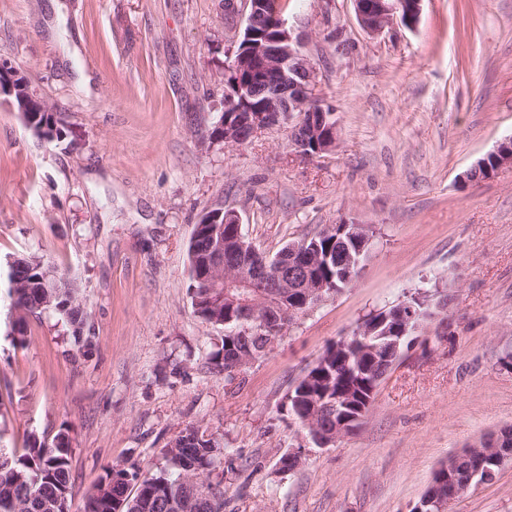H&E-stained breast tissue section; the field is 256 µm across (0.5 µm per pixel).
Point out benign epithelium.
Returning <instances> with one entry per match:
<instances>
[{"instance_id": "7a95c632", "label": "benign epithelium", "mask_w": 512, "mask_h": 512, "mask_svg": "<svg viewBox=\"0 0 512 512\" xmlns=\"http://www.w3.org/2000/svg\"><path fill=\"white\" fill-rule=\"evenodd\" d=\"M245 25L227 49L224 77L235 74L234 85L227 86L226 111L213 125L200 133L201 143L244 144L258 132L285 125L290 144L305 158L320 157L332 152L337 141L334 112L316 104V70L293 35L283 17V0H242ZM359 25L376 35L398 18L407 27L416 25L422 0H352ZM242 99V106L236 99ZM0 101L8 103L27 120L31 112H47L46 100L34 94L28 81L12 69L10 62L0 59ZM496 168L512 165V137L501 141L493 151ZM205 224H224V241L212 245L205 265L209 275L199 280L202 288H217L221 296L242 293L233 306L240 307L239 319L263 328L267 327L271 298L286 290L294 302L310 310L333 293L334 280H322L314 269L328 262L317 246L308 241L292 243L284 251L288 255V271L270 265V258L250 263L243 260L238 244L245 240L241 219L233 210L212 213ZM319 448H326L346 435L347 422L335 424L324 431L316 416L307 414L299 419ZM470 450H487L496 454L495 464L512 463V448L501 449L497 439L488 438L470 446ZM460 491L454 489L448 497L431 494L423 497L416 512H444L448 503Z\"/></svg>"}]
</instances>
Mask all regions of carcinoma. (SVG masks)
<instances>
[{
  "label": "carcinoma",
  "mask_w": 512,
  "mask_h": 512,
  "mask_svg": "<svg viewBox=\"0 0 512 512\" xmlns=\"http://www.w3.org/2000/svg\"><path fill=\"white\" fill-rule=\"evenodd\" d=\"M212 225L196 224L191 236L188 255L204 252L210 247L209 234ZM344 232L336 240V230H320L311 240L317 242L321 252L331 254V262L319 269V274L334 278L336 284L345 289L343 283L345 246H350L352 256L365 261V255H357L359 245L347 238ZM209 274L201 265H190L191 305L196 316L204 322L224 327L221 349L215 356V367L223 370L233 358L264 354L273 336L252 324L243 327L238 319L224 314V306H215L209 300L208 289L198 287V279ZM9 293L14 297L17 309L12 335L16 345L27 341V318L44 311H54L69 325L76 343L89 345L81 333L90 313L75 296V290L63 279L56 276L51 266L37 257L17 258L8 263ZM390 324H385L378 334L370 337L377 347L376 356L370 360L362 358L345 361L344 356L335 353L327 359L322 368L310 371V381H303L293 390L292 400L287 404V414H304L312 403L321 402L323 408L319 417L324 427L331 420L350 417L356 407L373 403V380L381 369L388 365L393 356L392 336L385 334ZM183 439L188 441L185 448L163 449L164 466L156 474L142 476L133 468L111 467L106 471L95 492L90 495L84 512H178L180 480L182 471L190 470L199 477L188 492L202 497L197 504L199 512H221L224 506V492L200 480L213 466L217 457L223 454L220 441L195 427L183 429ZM71 440L67 430H60L48 442L32 432L28 436V447L22 455L0 454V512H11L15 501L26 504L24 512H40L44 500L57 503V512H71L69 493ZM137 482L135 494L129 493L131 482Z\"/></svg>",
  "instance_id": "carcinoma-1"
}]
</instances>
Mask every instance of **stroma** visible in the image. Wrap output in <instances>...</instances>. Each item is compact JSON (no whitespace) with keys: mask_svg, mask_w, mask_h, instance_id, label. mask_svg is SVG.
<instances>
[{"mask_svg":"<svg viewBox=\"0 0 512 512\" xmlns=\"http://www.w3.org/2000/svg\"><path fill=\"white\" fill-rule=\"evenodd\" d=\"M284 15L335 113L337 146L316 158L282 125L200 143L244 27L225 0H0V56L62 129L43 140L0 104V447L68 429L74 512L109 467L157 472L188 426L224 447L207 478L224 512H410L441 463L512 427V166L463 178L512 136V0H423L415 27L377 35L352 0H284ZM219 205L269 256L343 220L375 235L355 283L232 378L210 363L223 327L190 298L189 241ZM29 256L87 305L88 351L53 312L14 345L7 263ZM418 288L447 294L445 319L403 348L357 432L315 447L288 391ZM448 512H512V465Z\"/></svg>","mask_w":512,"mask_h":512,"instance_id":"35a3bbf8","label":"stroma"}]
</instances>
